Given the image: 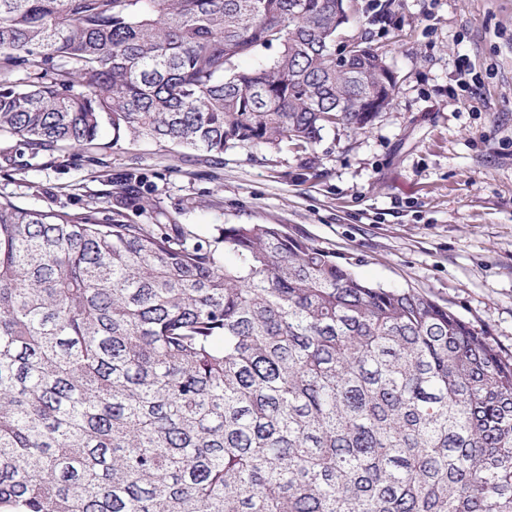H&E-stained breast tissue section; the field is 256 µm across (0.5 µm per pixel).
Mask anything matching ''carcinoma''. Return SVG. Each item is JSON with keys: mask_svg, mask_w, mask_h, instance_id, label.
Returning a JSON list of instances; mask_svg holds the SVG:
<instances>
[{"mask_svg": "<svg viewBox=\"0 0 512 512\" xmlns=\"http://www.w3.org/2000/svg\"><path fill=\"white\" fill-rule=\"evenodd\" d=\"M349 0H0V136L314 149L393 101ZM277 48L272 57L262 51ZM0 197V512H512V354L283 224Z\"/></svg>", "mask_w": 512, "mask_h": 512, "instance_id": "1", "label": "carcinoma"}]
</instances>
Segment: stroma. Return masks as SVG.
<instances>
[{"instance_id":"obj_1","label":"stroma","mask_w":512,"mask_h":512,"mask_svg":"<svg viewBox=\"0 0 512 512\" xmlns=\"http://www.w3.org/2000/svg\"><path fill=\"white\" fill-rule=\"evenodd\" d=\"M398 77L367 133L326 130L313 154L236 146L209 157L152 142L50 163L0 138V196L77 212L117 198L132 224H283L365 281L451 307L512 351V0H353ZM469 58L482 86L460 91Z\"/></svg>"}]
</instances>
